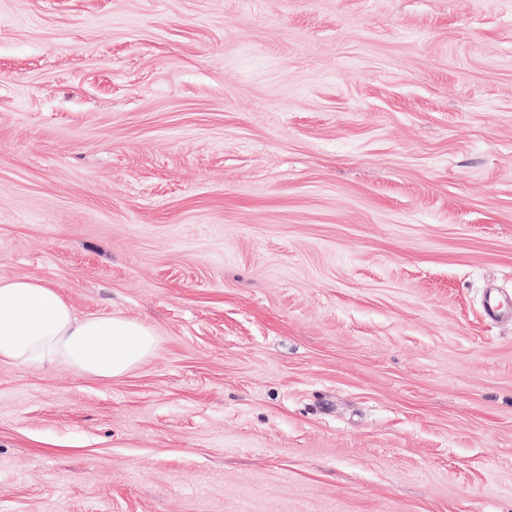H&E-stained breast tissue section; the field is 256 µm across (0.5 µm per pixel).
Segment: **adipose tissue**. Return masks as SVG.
Returning <instances> with one entry per match:
<instances>
[{
	"mask_svg": "<svg viewBox=\"0 0 512 512\" xmlns=\"http://www.w3.org/2000/svg\"><path fill=\"white\" fill-rule=\"evenodd\" d=\"M155 332L121 315L78 316L56 289L26 277H0V360L63 363L102 379H118L148 359Z\"/></svg>",
	"mask_w": 512,
	"mask_h": 512,
	"instance_id": "adipose-tissue-1",
	"label": "adipose tissue"
}]
</instances>
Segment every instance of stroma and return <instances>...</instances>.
Segmentation results:
<instances>
[{
    "instance_id": "stroma-1",
    "label": "stroma",
    "mask_w": 512,
    "mask_h": 512,
    "mask_svg": "<svg viewBox=\"0 0 512 512\" xmlns=\"http://www.w3.org/2000/svg\"><path fill=\"white\" fill-rule=\"evenodd\" d=\"M0 276V512H512V0H0ZM155 332L121 315L79 317L56 289L26 277H0V360L64 363L102 379H118L148 359Z\"/></svg>"
}]
</instances>
